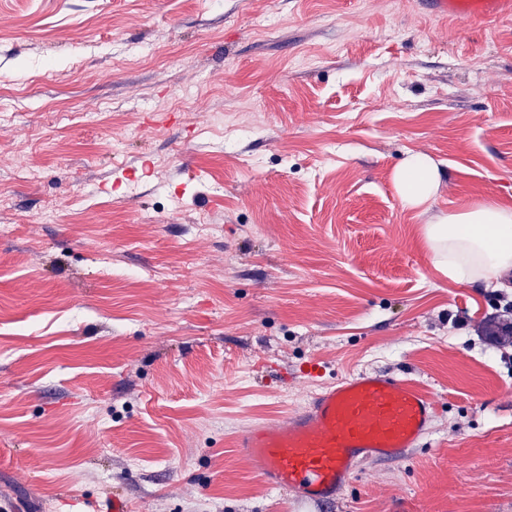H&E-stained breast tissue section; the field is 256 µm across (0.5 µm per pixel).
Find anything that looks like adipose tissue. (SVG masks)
I'll use <instances>...</instances> for the list:
<instances>
[{
  "instance_id": "1",
  "label": "adipose tissue",
  "mask_w": 512,
  "mask_h": 512,
  "mask_svg": "<svg viewBox=\"0 0 512 512\" xmlns=\"http://www.w3.org/2000/svg\"><path fill=\"white\" fill-rule=\"evenodd\" d=\"M393 180L406 210H427L441 186L437 164L423 152L408 153ZM422 236L435 266L453 282L489 284L512 273V208L474 203L434 218Z\"/></svg>"
}]
</instances>
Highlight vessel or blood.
<instances>
[{
  "label": "vessel or blood",
  "mask_w": 512,
  "mask_h": 512,
  "mask_svg": "<svg viewBox=\"0 0 512 512\" xmlns=\"http://www.w3.org/2000/svg\"><path fill=\"white\" fill-rule=\"evenodd\" d=\"M439 17L477 21L512 13V0H428ZM435 413L418 386L382 372L331 384L302 412L242 433L238 452L269 488L301 505L335 498L367 459L398 462L417 446Z\"/></svg>",
  "instance_id": "vessel-or-blood-1"
}]
</instances>
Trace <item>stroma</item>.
<instances>
[{"mask_svg":"<svg viewBox=\"0 0 512 512\" xmlns=\"http://www.w3.org/2000/svg\"><path fill=\"white\" fill-rule=\"evenodd\" d=\"M486 199L512 206V15L0 0V512H292L234 441L361 370L435 418L323 512H512V345L485 338L512 293L421 237ZM399 204L406 210H428L441 186L438 165L426 153L410 152L393 176Z\"/></svg>","mask_w":512,"mask_h":512,"instance_id":"1","label":"stroma"}]
</instances>
